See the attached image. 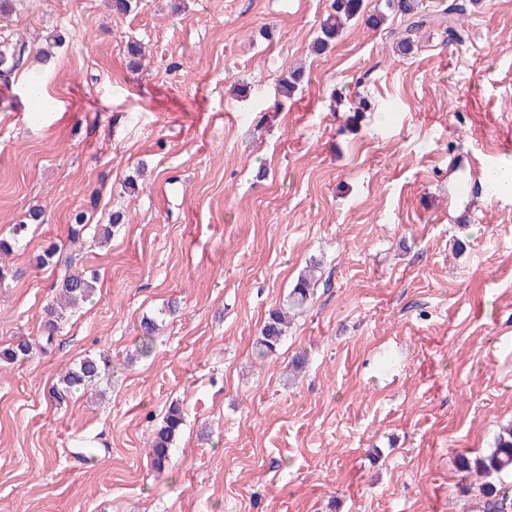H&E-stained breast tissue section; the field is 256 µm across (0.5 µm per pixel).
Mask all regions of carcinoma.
<instances>
[{
	"label": "carcinoma",
	"instance_id": "carcinoma-1",
	"mask_svg": "<svg viewBox=\"0 0 512 512\" xmlns=\"http://www.w3.org/2000/svg\"><path fill=\"white\" fill-rule=\"evenodd\" d=\"M363 0H332L331 12L323 20L319 35L315 39L314 48L324 52L333 47L340 37L345 24L363 12ZM385 7L390 13L400 16L405 23L404 30L398 32L397 45L407 52L412 44V33L424 26L445 22L452 14L464 12L463 5L451 0L437 2V9L426 12L422 9V0H385ZM303 75L294 72L290 77L278 83L277 94L282 100L288 101L299 90ZM43 222V210L32 209L26 220L13 225L11 236L0 239V257L10 255L13 250L24 245L28 222ZM98 277L93 271L74 269L69 262H64V271L58 283L60 302H51L46 307L47 320L44 333L37 342L28 337H21L5 347H0V365H12L28 360L37 352H44L53 346L67 309L75 308L87 302L95 293ZM313 294V283L307 277L297 280L288 293L286 306L273 309L268 313L259 334L254 341L257 356L264 358L275 354L283 338L286 336L288 317L292 312L302 310ZM112 369V358L106 353L87 356L63 372L53 387V399L58 404L65 403L78 390L91 388L107 375ZM184 423L182 409L174 405L169 408L162 423L153 431L151 447L153 468L161 473L169 458V449L180 433ZM457 469L462 480L476 476L478 481L467 487L476 493L482 504V512H512V493L508 488L496 483L502 474L512 471V426L503 428L495 439L494 447L479 456L462 453L457 456Z\"/></svg>",
	"mask_w": 512,
	"mask_h": 512
}]
</instances>
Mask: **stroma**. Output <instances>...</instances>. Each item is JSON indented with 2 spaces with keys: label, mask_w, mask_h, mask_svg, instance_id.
<instances>
[{
  "label": "stroma",
  "mask_w": 512,
  "mask_h": 512,
  "mask_svg": "<svg viewBox=\"0 0 512 512\" xmlns=\"http://www.w3.org/2000/svg\"><path fill=\"white\" fill-rule=\"evenodd\" d=\"M331 2L0 13V48L20 57L0 78V236L45 212L5 259L0 345L41 333L59 275L34 267L43 246L99 274L49 353L0 368V512H478L456 456L512 424V195L454 223L450 169L496 147L512 164V0H463L460 42L431 24L400 53L390 15L354 19L318 54ZM298 67L307 79L280 104ZM116 212L125 223L99 243ZM311 266L310 303L256 357L269 310ZM146 317L160 326L147 355ZM101 352L97 393L56 404L60 372ZM173 403L185 422L159 474L149 442ZM87 442L96 460L73 463Z\"/></svg>",
  "instance_id": "1"
}]
</instances>
